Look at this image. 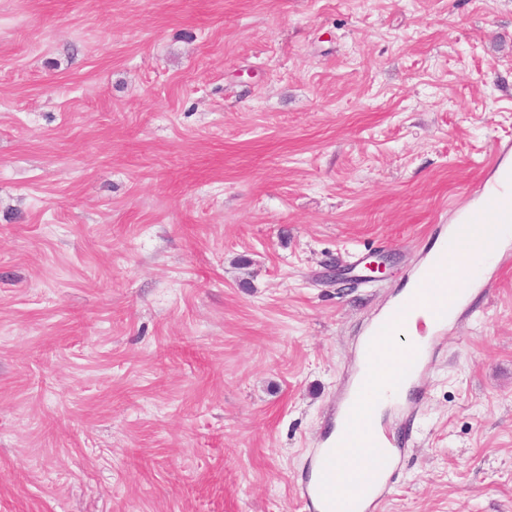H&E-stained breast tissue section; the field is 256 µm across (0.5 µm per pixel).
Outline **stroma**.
<instances>
[{"mask_svg": "<svg viewBox=\"0 0 512 512\" xmlns=\"http://www.w3.org/2000/svg\"><path fill=\"white\" fill-rule=\"evenodd\" d=\"M509 160L512 0H0V512H310L363 336ZM383 422L380 512H512V267Z\"/></svg>", "mask_w": 512, "mask_h": 512, "instance_id": "1", "label": "stroma"}]
</instances>
